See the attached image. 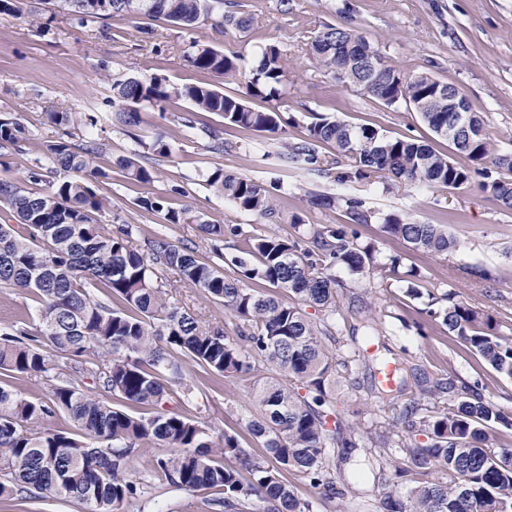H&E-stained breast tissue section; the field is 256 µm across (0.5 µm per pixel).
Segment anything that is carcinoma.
<instances>
[{"label": "carcinoma", "mask_w": 512, "mask_h": 512, "mask_svg": "<svg viewBox=\"0 0 512 512\" xmlns=\"http://www.w3.org/2000/svg\"><path fill=\"white\" fill-rule=\"evenodd\" d=\"M48 2L82 27H94L113 14L162 19L185 29L213 18L221 28L245 29L250 22L243 14L224 12V0ZM362 48L377 52L364 36L329 24L310 42L312 56L333 80L387 106H410L476 167L459 166L419 139L390 137L374 126L353 127L319 113L305 140L267 154L272 164L341 186L384 172L394 179L460 190L479 177L483 191L512 209V180L484 167L489 161L512 172V154L501 152L460 91L426 73L406 75L387 58L383 71L369 79L359 59ZM184 57L219 79L241 74L240 55L208 44L189 42ZM287 85L281 49L261 47L247 77V95L278 102ZM112 90V117L136 144L118 165L127 179L142 184L156 178L157 158L171 153L163 133L149 143L135 136L143 108L161 110L178 98L197 112L219 115L226 125L275 139L285 133L279 107L255 110L214 83L176 85L161 75H114ZM444 90L458 98L462 111H448ZM46 116L62 133L46 145L45 158L32 159L21 179L0 178V286L26 290L37 302L34 317L0 323V370L51 382L49 396L30 400L0 381V502L52 499L75 502L82 512H133L146 478L157 476L171 489L202 494L207 512H312V503L284 480L285 472L302 475L328 499L354 494L349 480L335 481L327 463L328 449L357 448L355 428L343 423L333 403L338 374L350 366L324 344L325 337L333 336L338 311L333 270L344 266L371 285L391 279L400 265L398 257L378 261L375 247L359 241L354 225L369 218L361 199L317 198V205L326 207L343 201L352 224L311 228L312 246L307 248L276 236L243 238L240 255L231 260L237 276L230 277L224 273L219 242L226 231L241 235L239 228L210 224L189 205L168 207L163 196L139 200V207L162 214L168 224L197 225L211 238L207 257L161 235L139 248L134 224H121L114 234L104 232L98 216L106 204L95 189L108 178L95 163L100 144L71 141L74 130L96 126L99 117L90 111L53 110ZM185 127L208 140L211 150L224 151L220 130L198 128L189 119ZM28 139L17 116L0 113L1 170L10 171L6 151L20 150ZM323 144L353 160V166L339 170L321 159ZM45 159L61 177L44 192H31L24 183L43 181ZM205 182L240 210L267 224L281 222L278 182L264 187L222 168L210 171ZM382 229L434 255L455 247L445 225L424 224L408 215L385 218ZM164 268L243 321L240 337L246 346L168 298L157 277ZM255 280L273 292L252 287ZM95 290L105 291L120 307L95 299ZM282 290L293 295V302L277 300L274 292ZM440 301L447 305L430 316L441 319L448 334L493 371L512 378V336L497 331L491 315L455 300L451 292ZM307 306L320 317L307 316ZM173 351L199 366L207 379L248 373L257 357L272 367L271 375L253 382L251 395L261 416L248 422L266 456L241 447L232 434L216 435L201 421L158 410L166 394L163 371ZM417 385L420 401L401 406L391 399L381 406L402 430L374 431L368 437L371 447L397 452L365 453L368 465L378 469L374 497L380 512H512V450L501 448L498 432L500 427L512 430V418L475 386L427 377ZM102 392L153 412L135 415L114 408L100 397ZM59 414L68 416L74 431L43 427ZM431 472L443 473L448 481L405 486L407 477Z\"/></svg>", "instance_id": "obj_1"}]
</instances>
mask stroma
<instances>
[{"instance_id": "obj_1", "label": "stroma", "mask_w": 512, "mask_h": 512, "mask_svg": "<svg viewBox=\"0 0 512 512\" xmlns=\"http://www.w3.org/2000/svg\"><path fill=\"white\" fill-rule=\"evenodd\" d=\"M37 8L36 0H27L20 12L0 15V113L16 115L31 133L22 151L11 157L14 175H23L45 142L56 138L47 109H94L103 116L89 135L101 147L96 163L108 173L96 185L107 201L101 218L107 231L120 222L134 224L140 228V239L160 232L172 243L189 241L205 252L210 242L196 225L165 223L161 215L140 208L139 199L161 195L175 209L193 205L209 223L239 227L243 235L293 238L302 235L307 224L348 223L342 205L325 208L312 204L311 198L351 193L372 215L370 223L359 227L362 241L375 245L379 261L401 256L402 270L416 269L419 276L412 284L393 278L371 295L346 269H337L341 303L330 350L344 357L360 351L365 343L361 322L373 316L386 329L372 347L380 358L414 368L420 377L480 384L487 401L512 414V379L494 373L424 313L430 295L451 291L459 300L492 314L500 332L512 334V211L501 209L475 185L436 190L383 176L347 190L317 177L280 174L263 159L279 143L304 139L317 112L355 126L372 125L392 137L411 136L453 154L451 144L435 136L416 112L402 105L386 106L357 89L338 85L319 69L308 43L326 24L362 33L404 73H427L458 87L492 136L512 147V0H226V10L247 14L248 29L221 31L206 23L186 32L162 20L145 18L137 24L120 14L85 28L63 12L46 31L32 21ZM191 40L248 59L258 46L279 45L289 72L288 95L280 109L295 121L277 143L260 133L225 127L218 115L194 112L187 102L170 101L165 112H142L139 133L149 140L165 132L172 155L158 161L153 183L129 181L117 161L133 143L108 118L111 77L128 73L147 79L159 74L173 84L211 81V74L189 65L183 55L185 43ZM186 118L222 130L223 153H212L206 140L186 136L182 127ZM89 135L78 131L74 138L79 141ZM453 156L456 163L468 165L467 156ZM217 167L261 183L282 179L280 205L286 223H261L210 191L203 177ZM401 213L423 223L446 225L455 248L435 256L386 237L381 230L384 216ZM293 215L300 217L299 225L289 224ZM158 276L171 299L202 322L236 335L240 322L223 305L180 282L174 271L162 270ZM411 285L419 289V298L407 296ZM179 363L180 374L169 378L164 409L206 422L216 431L234 433L242 447L264 455V448L246 428L258 413L250 396L251 375L207 382L193 362L183 357ZM377 377L375 362L358 360L341 378L337 409L343 421L358 424L363 433L389 423L370 394Z\"/></svg>"}]
</instances>
